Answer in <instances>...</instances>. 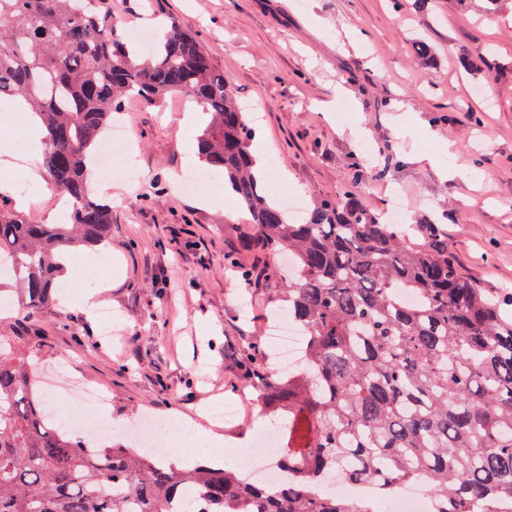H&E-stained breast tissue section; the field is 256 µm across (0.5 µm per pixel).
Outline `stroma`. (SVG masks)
I'll use <instances>...</instances> for the list:
<instances>
[{
  "label": "stroma",
  "instance_id": "obj_1",
  "mask_svg": "<svg viewBox=\"0 0 512 512\" xmlns=\"http://www.w3.org/2000/svg\"><path fill=\"white\" fill-rule=\"evenodd\" d=\"M483 0H112L120 27L157 14L191 33L243 105L260 106L251 150L283 165L281 182L305 203L356 191L377 211L400 198L410 223L438 219L458 271L512 292V0L498 15ZM431 48L418 57L414 38ZM407 97L421 130L403 136L394 104ZM180 95L132 99L117 119L136 148L141 178L93 177L112 208L106 250L117 274L100 317L55 304L13 308L36 343L39 379L68 364L73 380L105 394L112 441L135 422L195 417L215 394L240 404L225 438L284 422L256 404L237 352L251 342L267 372L266 336L283 310L284 256L223 201V184L182 191L194 129ZM453 157L475 182L443 180L422 153ZM221 204H202V196ZM250 271L240 282L238 269Z\"/></svg>",
  "mask_w": 512,
  "mask_h": 512
}]
</instances>
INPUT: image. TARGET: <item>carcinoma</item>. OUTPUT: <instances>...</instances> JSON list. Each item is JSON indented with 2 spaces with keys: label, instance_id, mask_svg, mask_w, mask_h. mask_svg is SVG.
<instances>
[{
  "label": "carcinoma",
  "instance_id": "cac0c4a2",
  "mask_svg": "<svg viewBox=\"0 0 512 512\" xmlns=\"http://www.w3.org/2000/svg\"><path fill=\"white\" fill-rule=\"evenodd\" d=\"M175 93L212 116L199 158L294 263L287 312L312 373L273 379L245 353L264 407L288 416L283 485L260 491L220 465L61 430L23 337L0 336V512H373L320 493L337 474L385 494L424 484L443 512H499L512 498V293L459 274L439 222L395 228L351 189L291 222L224 72L174 21L142 49L112 0H0V101L21 97L40 117L44 173L73 203L60 224L0 209V268L19 290L0 287V300L47 306L71 249L105 245L112 209L89 182L97 145L126 99Z\"/></svg>",
  "mask_w": 512,
  "mask_h": 512
}]
</instances>
